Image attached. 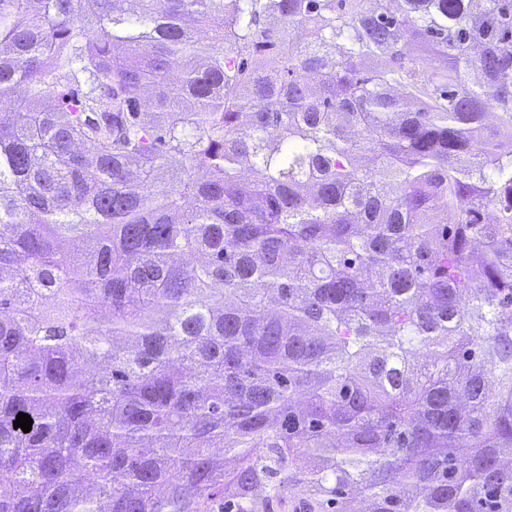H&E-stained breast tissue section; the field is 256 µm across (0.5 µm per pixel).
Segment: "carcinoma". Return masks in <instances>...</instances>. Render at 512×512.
<instances>
[{
    "label": "carcinoma",
    "instance_id": "obj_1",
    "mask_svg": "<svg viewBox=\"0 0 512 512\" xmlns=\"http://www.w3.org/2000/svg\"><path fill=\"white\" fill-rule=\"evenodd\" d=\"M0 512H512V0H0Z\"/></svg>",
    "mask_w": 512,
    "mask_h": 512
}]
</instances>
